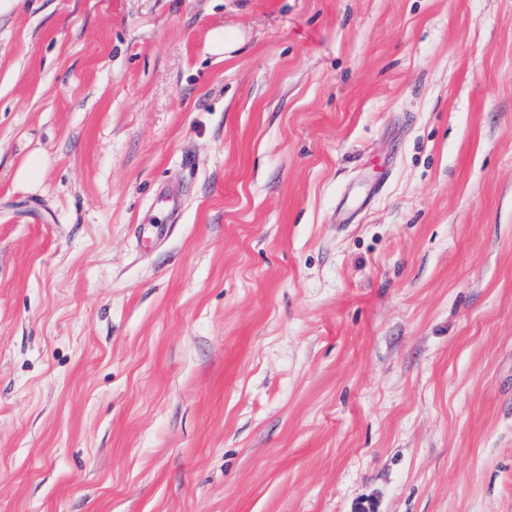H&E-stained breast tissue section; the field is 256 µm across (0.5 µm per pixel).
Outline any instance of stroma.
I'll return each instance as SVG.
<instances>
[{"mask_svg": "<svg viewBox=\"0 0 512 512\" xmlns=\"http://www.w3.org/2000/svg\"><path fill=\"white\" fill-rule=\"evenodd\" d=\"M0 512H512V0L1 13Z\"/></svg>", "mask_w": 512, "mask_h": 512, "instance_id": "stroma-1", "label": "stroma"}]
</instances>
